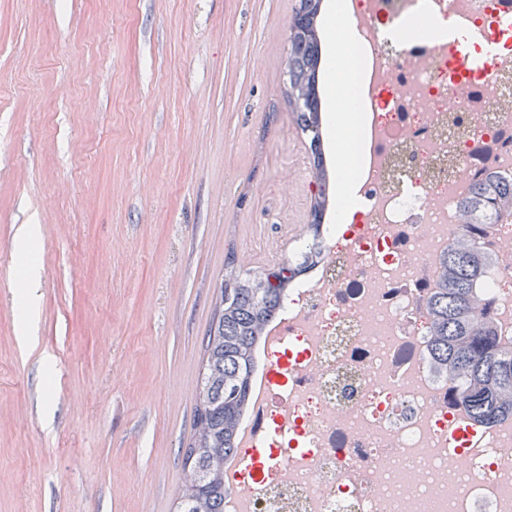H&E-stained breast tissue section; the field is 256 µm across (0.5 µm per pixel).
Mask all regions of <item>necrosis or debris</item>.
I'll list each match as a JSON object with an SVG mask.
<instances>
[{
  "instance_id": "1",
  "label": "necrosis or debris",
  "mask_w": 512,
  "mask_h": 512,
  "mask_svg": "<svg viewBox=\"0 0 512 512\" xmlns=\"http://www.w3.org/2000/svg\"><path fill=\"white\" fill-rule=\"evenodd\" d=\"M441 0H357L364 68L354 89L370 122L358 139L359 208L328 230L325 260L290 291L278 323L288 347L263 364L266 407L288 431L270 444L284 464L232 478L224 512H512V428L462 432L457 387L430 362L426 305L434 267L458 234L466 170L512 175V43L487 69H463L438 31ZM471 232L498 253L483 286L500 336L512 337V234ZM360 480H352V473Z\"/></svg>"
}]
</instances>
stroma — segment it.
Instances as JSON below:
<instances>
[{
  "label": "stroma",
  "mask_w": 512,
  "mask_h": 512,
  "mask_svg": "<svg viewBox=\"0 0 512 512\" xmlns=\"http://www.w3.org/2000/svg\"><path fill=\"white\" fill-rule=\"evenodd\" d=\"M297 3L0 0V512H174L224 256L286 260L307 222ZM40 276L36 259L31 256L27 266L24 268V276L17 288H14L12 294L15 299V305L18 309L20 323V342H26L34 336H30L31 327L35 322V316L38 308L40 292Z\"/></svg>",
  "instance_id": "1"
}]
</instances>
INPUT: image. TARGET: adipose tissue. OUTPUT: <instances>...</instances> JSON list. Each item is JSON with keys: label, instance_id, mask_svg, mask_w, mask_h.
Instances as JSON below:
<instances>
[{"label": "adipose tissue", "instance_id": "adipose-tissue-1", "mask_svg": "<svg viewBox=\"0 0 512 512\" xmlns=\"http://www.w3.org/2000/svg\"><path fill=\"white\" fill-rule=\"evenodd\" d=\"M352 6L350 0H335L331 31L339 35L343 50L329 58V99L332 104L331 120L337 127L358 129L367 122L366 114L359 112L357 103L348 93V75L355 71L359 60L355 31L350 23ZM39 268L36 260H29L24 276L12 294L18 309L20 341H28L35 322L40 292Z\"/></svg>", "mask_w": 512, "mask_h": 512}]
</instances>
